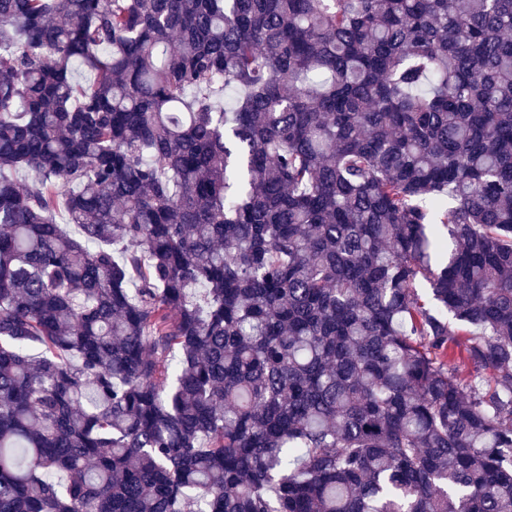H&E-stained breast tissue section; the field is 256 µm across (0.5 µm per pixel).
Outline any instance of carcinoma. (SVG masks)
<instances>
[{
    "label": "carcinoma",
    "instance_id": "obj_1",
    "mask_svg": "<svg viewBox=\"0 0 512 512\" xmlns=\"http://www.w3.org/2000/svg\"><path fill=\"white\" fill-rule=\"evenodd\" d=\"M0 512H512V0H0Z\"/></svg>",
    "mask_w": 512,
    "mask_h": 512
}]
</instances>
